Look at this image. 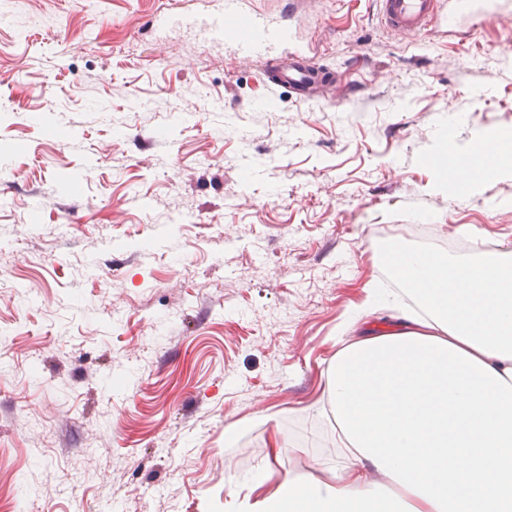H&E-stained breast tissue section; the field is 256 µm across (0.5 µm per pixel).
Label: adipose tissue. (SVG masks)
<instances>
[{
	"label": "adipose tissue",
	"mask_w": 512,
	"mask_h": 512,
	"mask_svg": "<svg viewBox=\"0 0 512 512\" xmlns=\"http://www.w3.org/2000/svg\"><path fill=\"white\" fill-rule=\"evenodd\" d=\"M386 259L420 309L336 355L344 466L283 479L257 512H512V251Z\"/></svg>",
	"instance_id": "obj_1"
}]
</instances>
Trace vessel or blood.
I'll use <instances>...</instances> for the list:
<instances>
[{
  "label": "vessel or blood",
  "instance_id": "vessel-or-blood-1",
  "mask_svg": "<svg viewBox=\"0 0 512 512\" xmlns=\"http://www.w3.org/2000/svg\"><path fill=\"white\" fill-rule=\"evenodd\" d=\"M385 28L419 34L440 33L465 40L483 27L512 21V0H376ZM313 0H287L278 11L259 0H207L206 8L189 10L172 0L153 17L160 32L177 31L201 38L225 53L262 61L263 75L275 89L300 102L320 100L336 80L334 70L298 47L294 20L309 12Z\"/></svg>",
  "mask_w": 512,
  "mask_h": 512
}]
</instances>
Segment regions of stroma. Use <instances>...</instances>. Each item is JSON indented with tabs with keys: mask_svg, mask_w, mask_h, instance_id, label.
Returning a JSON list of instances; mask_svg holds the SVG:
<instances>
[{
	"mask_svg": "<svg viewBox=\"0 0 512 512\" xmlns=\"http://www.w3.org/2000/svg\"><path fill=\"white\" fill-rule=\"evenodd\" d=\"M166 0H0V512H240L335 475L327 380L388 325L382 251L512 250V177L437 159L512 132V25L470 42L316 0L343 71L307 105L149 20Z\"/></svg>",
	"mask_w": 512,
	"mask_h": 512,
	"instance_id": "stroma-1",
	"label": "stroma"
}]
</instances>
